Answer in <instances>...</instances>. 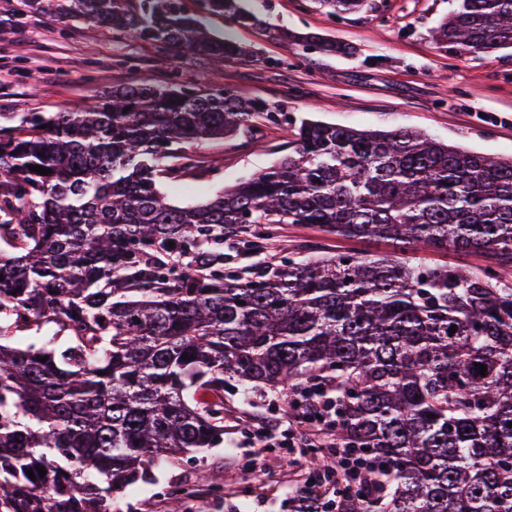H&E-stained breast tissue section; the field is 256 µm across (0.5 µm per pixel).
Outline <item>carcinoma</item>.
I'll list each match as a JSON object with an SVG mask.
<instances>
[{"label":"carcinoma","instance_id":"1","mask_svg":"<svg viewBox=\"0 0 512 512\" xmlns=\"http://www.w3.org/2000/svg\"><path fill=\"white\" fill-rule=\"evenodd\" d=\"M205 2L252 20L235 0ZM74 5L169 49L240 52L180 0ZM435 37L512 48V0H460ZM266 111L229 88L139 83L82 112L0 113V512H105L152 482L156 462L221 441L233 381L335 385L336 427L389 473L337 512H512V160L304 118L288 155L250 180L169 202L162 185L181 172L168 159ZM277 224L403 251L224 274V234L260 250ZM450 248L490 264L467 273L417 256ZM47 324L57 332L43 345L7 344Z\"/></svg>","mask_w":512,"mask_h":512}]
</instances>
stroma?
<instances>
[{
    "label": "stroma",
    "instance_id": "1",
    "mask_svg": "<svg viewBox=\"0 0 512 512\" xmlns=\"http://www.w3.org/2000/svg\"><path fill=\"white\" fill-rule=\"evenodd\" d=\"M0 0V113L78 112L101 92L147 82L191 81L195 91L224 87L265 102L268 116L235 135L188 149L189 163L166 193L177 204L205 200L273 165L288 152L300 118L360 129H419L449 146L512 159V49L468 51L436 41L435 29L458 0H366L332 16L317 0H243L252 25L182 0L209 31L230 37L245 56L217 64L174 54L128 30L58 19L61 0ZM340 44L317 49L315 39ZM383 240H351L311 224L279 225L267 249L224 241V269L247 278L288 258L345 252L396 253ZM284 401L278 393H224V436L196 462L158 465L157 485L137 483L115 501L117 512H168L159 486L184 485L179 512H293L295 487L280 444ZM270 430L255 447L253 423Z\"/></svg>",
    "mask_w": 512,
    "mask_h": 512
}]
</instances>
